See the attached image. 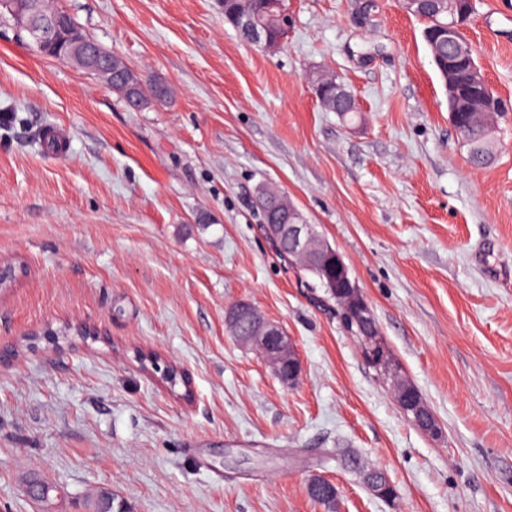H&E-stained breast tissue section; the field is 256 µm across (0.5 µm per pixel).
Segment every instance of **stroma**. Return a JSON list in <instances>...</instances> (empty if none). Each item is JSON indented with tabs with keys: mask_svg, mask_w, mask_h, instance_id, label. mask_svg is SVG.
Wrapping results in <instances>:
<instances>
[{
	"mask_svg": "<svg viewBox=\"0 0 512 512\" xmlns=\"http://www.w3.org/2000/svg\"><path fill=\"white\" fill-rule=\"evenodd\" d=\"M54 3L171 96L132 109L0 18V265L16 270L0 288V512H38L35 477L57 512H95L104 490L127 512H512V0H476L465 30L507 107L482 168L400 0H285L273 51L223 0ZM321 72L356 122L320 107ZM266 188L342 255L442 437L276 255ZM239 302L292 338L295 383L232 335ZM340 448L383 468L396 502ZM316 476L334 510L310 497Z\"/></svg>",
	"mask_w": 512,
	"mask_h": 512,
	"instance_id": "1",
	"label": "stroma"
}]
</instances>
